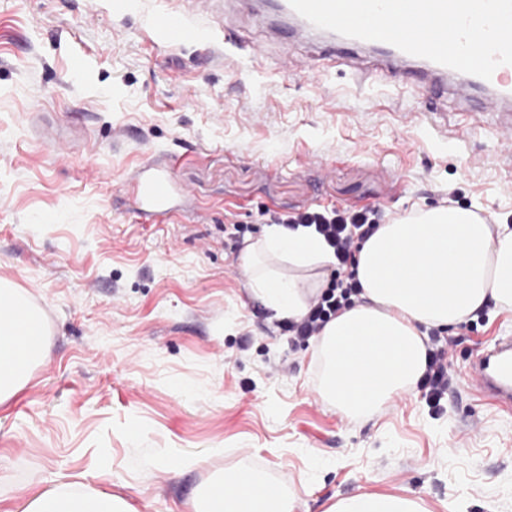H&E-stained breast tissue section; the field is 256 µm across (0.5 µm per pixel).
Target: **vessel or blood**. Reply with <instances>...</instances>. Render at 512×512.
Listing matches in <instances>:
<instances>
[{"instance_id": "1", "label": "vessel or blood", "mask_w": 512, "mask_h": 512, "mask_svg": "<svg viewBox=\"0 0 512 512\" xmlns=\"http://www.w3.org/2000/svg\"><path fill=\"white\" fill-rule=\"evenodd\" d=\"M216 0H175L174 7L155 14L150 29L156 43L170 46L195 40L199 29L193 16L212 11ZM251 10L254 23L264 26L271 38H279L284 30H292L297 41L311 44L313 54L306 63L309 77L343 66L353 73L392 85L404 79L430 83L440 95L449 94L463 100L469 88L479 86L490 93L488 107L496 118L495 131L501 140L500 158L512 169V65L499 66L491 79L465 74L428 59L406 54L395 46L380 41H360V55L341 56L336 52L345 36L315 27L297 14L289 0H243ZM224 46L233 58L256 60L262 57L260 47L247 44L241 36L228 33ZM138 202L134 213L145 222L173 214L171 200L174 177L171 171H145L133 183ZM473 373L468 386L477 397L491 401L498 411L512 413V334L498 337L482 347L472 360Z\"/></svg>"}]
</instances>
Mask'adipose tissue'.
Masks as SVG:
<instances>
[{
    "mask_svg": "<svg viewBox=\"0 0 512 512\" xmlns=\"http://www.w3.org/2000/svg\"><path fill=\"white\" fill-rule=\"evenodd\" d=\"M331 249L307 229L265 227L243 250L250 290L275 318L295 320L307 309L302 274L325 286ZM361 300L326 324L312 355L322 367L319 394L355 419L416 386L426 366L425 331L459 324L487 306L512 309V228L471 209H419L380 225L356 254ZM40 309L14 282L0 279V405L30 381L48 356ZM244 491L224 507V482L214 481L202 512H293L295 493L268 491L265 473L245 469ZM24 512H129L104 492L77 485L42 491ZM328 512H424L403 495L359 494Z\"/></svg>",
    "mask_w": 512,
    "mask_h": 512,
    "instance_id": "ef3b65f1",
    "label": "adipose tissue"
}]
</instances>
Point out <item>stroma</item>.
Masks as SVG:
<instances>
[{
  "label": "stroma",
  "instance_id": "obj_1",
  "mask_svg": "<svg viewBox=\"0 0 512 512\" xmlns=\"http://www.w3.org/2000/svg\"><path fill=\"white\" fill-rule=\"evenodd\" d=\"M0 0V278L42 310L50 355L0 405V512L78 483L131 512H194L208 484L265 472L327 512L358 493L400 494L427 512H512V414L468 392L476 351L512 311L450 329L442 414L419 389L351 420L318 395L310 346L289 341L237 274L226 221L261 210L376 207L387 219L456 204L512 225V171L489 118L431 92L304 76L298 49L242 36L266 62L232 64L226 18L205 40L154 44L139 0ZM173 161L175 216L135 220L127 179ZM287 360L286 374L271 370Z\"/></svg>",
  "mask_w": 512,
  "mask_h": 512
}]
</instances>
